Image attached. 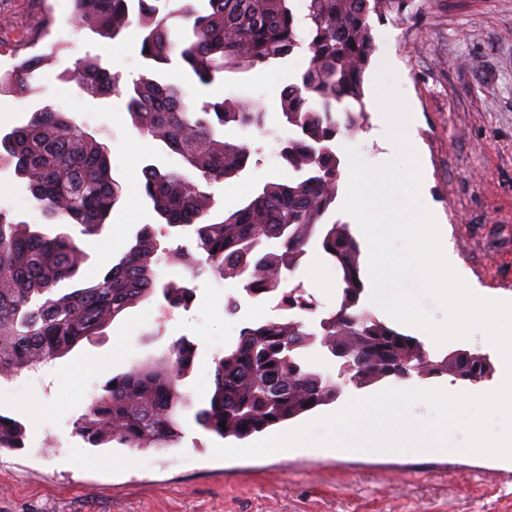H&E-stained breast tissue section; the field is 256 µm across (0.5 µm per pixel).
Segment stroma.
<instances>
[{
    "label": "stroma",
    "instance_id": "1",
    "mask_svg": "<svg viewBox=\"0 0 512 512\" xmlns=\"http://www.w3.org/2000/svg\"><path fill=\"white\" fill-rule=\"evenodd\" d=\"M71 12L72 0H0V71L33 51L52 58L32 93L0 95V124L24 125L32 112L51 105L108 146L111 174L122 190L109 228L91 236L70 229L89 256L82 275L89 283L143 226L162 245H177L144 195L141 169L149 163L175 168L180 160L152 140L134 143L125 98H92L63 80L76 59L97 53L125 79L143 71L137 26L103 47L73 28ZM371 24L377 51L365 75L369 110L363 131L341 136L340 147L356 148L368 163L378 155L371 138L378 115L371 105L379 72L390 68L410 118L421 195L448 226L443 248L452 266L477 295L512 301V0H410L403 20L375 16ZM308 64V55H291L267 67L261 81L252 71L228 72L202 93L259 100L274 126L281 90ZM254 142L256 163L212 187L214 214L238 206L257 185L286 177L274 138ZM0 208L44 224L25 182L9 169H0ZM239 292L236 281L211 276L200 281L188 308L166 315L159 300L141 301L62 359L1 378L0 414L22 422L26 437L22 448L0 452V512H512V460L460 452L464 435L458 430L452 449L424 455L345 448L330 454L301 446L224 460L213 456L218 437L191 423L180 444L168 449L93 448L76 435L92 394L182 336L194 343L196 356L180 388L194 407L206 406L215 361L241 326L281 316L260 299L251 300L247 312L229 315L225 301ZM121 336L126 343L119 351ZM422 342L433 355L455 349L489 355L494 370L480 391L504 378L503 360L482 333L440 346L428 336Z\"/></svg>",
    "mask_w": 512,
    "mask_h": 512
}]
</instances>
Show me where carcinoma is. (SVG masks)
I'll list each match as a JSON object with an SVG mask.
<instances>
[{
	"label": "carcinoma",
	"mask_w": 512,
	"mask_h": 512,
	"mask_svg": "<svg viewBox=\"0 0 512 512\" xmlns=\"http://www.w3.org/2000/svg\"><path fill=\"white\" fill-rule=\"evenodd\" d=\"M71 23L115 41L132 23L142 30L144 72L125 82L101 62L82 58L69 78L92 96L127 99L133 128L180 156L182 167L142 168L144 191L168 232L188 237L194 251L163 247L148 231L122 248L102 277L78 284L88 256L67 232L32 228L0 209V375L64 356L99 335L118 315L159 295L168 309L194 298L190 283L209 274L232 278L250 298L276 297L293 315L239 330L235 345L216 361L209 404L194 423L221 438H250L341 394L342 384L321 370L317 355L338 367V378L361 389L413 375L476 385L492 372L489 358L463 350L448 368L424 344L380 321L363 304L362 250L349 224L332 218L342 178L336 140L362 126L363 79L375 52L371 15L381 8L404 15L408 0H72ZM301 50L308 67L281 97L276 139L288 178L267 182L237 208L212 216L206 187L239 175L257 150L225 136L237 127L262 136L267 112L244 97L192 101L184 88L163 80L179 64L202 87L226 72H247L284 61ZM50 56L33 54L0 73V94L25 95ZM26 182L52 224L76 225L83 235L106 230L121 190L112 178L105 144L64 112L45 106L27 124L0 135V167ZM315 247L336 269L339 304L314 312L302 288H284ZM180 266L182 282L161 281V263ZM194 346L174 341L153 361L134 363L90 398L75 430L101 448H169L184 435L183 412L192 408L180 381L192 370ZM225 427H220V423ZM24 426L0 414V450L22 446Z\"/></svg>",
	"instance_id": "carcinoma-1"
}]
</instances>
